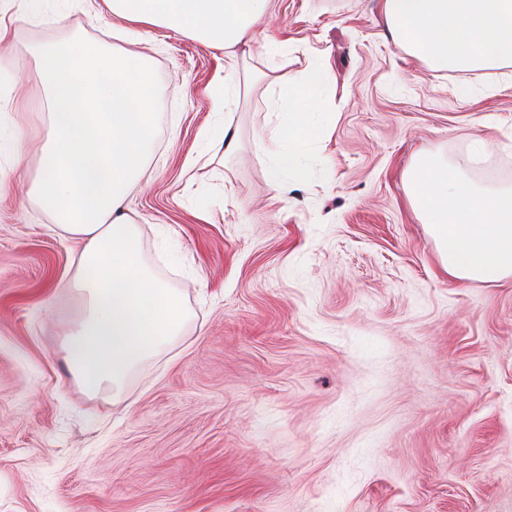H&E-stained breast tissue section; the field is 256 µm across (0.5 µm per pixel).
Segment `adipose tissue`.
Segmentation results:
<instances>
[{
  "instance_id": "obj_1",
  "label": "adipose tissue",
  "mask_w": 512,
  "mask_h": 512,
  "mask_svg": "<svg viewBox=\"0 0 512 512\" xmlns=\"http://www.w3.org/2000/svg\"><path fill=\"white\" fill-rule=\"evenodd\" d=\"M112 12L141 25L191 33L234 57L237 46L278 55L283 46L260 20L275 0H110ZM395 42L433 70H495L512 65V0H384ZM49 118L28 196L76 238L73 282L84 310L67 332L65 357L88 394H119L131 369L181 336L188 320L180 294L152 276L139 228L125 212L127 193L148 162L154 92L140 53L120 48L100 57L75 46L44 53ZM327 85L323 60L300 75L270 77L288 123L262 131L273 140L268 184L285 195L304 169ZM408 197L424 219L445 273L462 282L512 278V187L487 188L448 163L417 156L406 173Z\"/></svg>"
}]
</instances>
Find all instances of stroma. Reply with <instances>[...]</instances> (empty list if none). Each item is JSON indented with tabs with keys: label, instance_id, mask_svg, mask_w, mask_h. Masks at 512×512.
Wrapping results in <instances>:
<instances>
[{
	"label": "stroma",
	"instance_id": "stroma-1",
	"mask_svg": "<svg viewBox=\"0 0 512 512\" xmlns=\"http://www.w3.org/2000/svg\"><path fill=\"white\" fill-rule=\"evenodd\" d=\"M383 2L277 0L288 72L314 48L330 77L307 174L282 197L255 141L284 118L264 57L236 50L250 88L228 157L204 139L224 124L223 50L140 27L156 129L151 184L125 207L191 319L115 400L68 371L78 243L25 192L49 112L37 49L119 48L126 22L47 0L15 23L0 46V512H512V279L449 278L405 180L421 152L512 186V65L431 70L395 44Z\"/></svg>",
	"mask_w": 512,
	"mask_h": 512
}]
</instances>
